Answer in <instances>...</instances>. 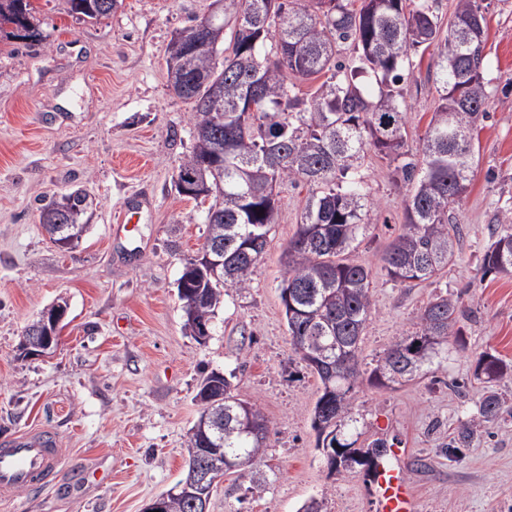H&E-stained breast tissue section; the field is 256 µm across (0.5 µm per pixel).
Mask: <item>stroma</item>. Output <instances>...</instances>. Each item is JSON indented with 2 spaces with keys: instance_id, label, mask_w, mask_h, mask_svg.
I'll list each match as a JSON object with an SVG mask.
<instances>
[{
  "instance_id": "obj_1",
  "label": "stroma",
  "mask_w": 512,
  "mask_h": 512,
  "mask_svg": "<svg viewBox=\"0 0 512 512\" xmlns=\"http://www.w3.org/2000/svg\"><path fill=\"white\" fill-rule=\"evenodd\" d=\"M32 4L40 40L0 38V437L51 429L64 462L48 489L17 495L23 512H145L182 476L201 411L195 395L212 371L233 374L271 433L253 465L265 486L226 475L208 512H298L311 497L325 512H371L361 470L331 471L318 445L320 381L293 349L280 298L282 255L307 185L280 187L278 222L251 284L225 295L206 343L184 327L177 283L204 241L209 204L175 188L194 117L169 87L167 57L209 0H120L97 20L69 13L65 0ZM481 10L489 105L456 212L460 245L434 282L396 285L374 274L362 367L414 335L436 296L458 298L471 318L424 377L395 390L360 384L344 430L362 445L384 438L406 448L400 463L415 512H512V415L479 421L485 386L475 377L481 352L512 361V274L479 270L498 217L512 213V0H481ZM433 56L412 51L414 75L399 85L413 151L438 105ZM359 172L373 209L351 258L376 267L402 230L406 189L375 153ZM76 189L89 196L90 229L63 253L39 222L41 201ZM138 194L131 237L114 234ZM58 301L68 313L53 353L20 356L25 327ZM465 424L477 439L448 452Z\"/></svg>"
}]
</instances>
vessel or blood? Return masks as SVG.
<instances>
[{
  "label": "vessel or blood",
  "mask_w": 512,
  "mask_h": 512,
  "mask_svg": "<svg viewBox=\"0 0 512 512\" xmlns=\"http://www.w3.org/2000/svg\"><path fill=\"white\" fill-rule=\"evenodd\" d=\"M63 463L54 432L33 429L0 440V501L49 486ZM374 512H414V498L399 463L379 461L367 477Z\"/></svg>",
  "instance_id": "obj_1"
}]
</instances>
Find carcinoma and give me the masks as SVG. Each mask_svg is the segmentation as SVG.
Segmentation results:
<instances>
[{
  "label": "carcinoma",
  "mask_w": 512,
  "mask_h": 512,
  "mask_svg": "<svg viewBox=\"0 0 512 512\" xmlns=\"http://www.w3.org/2000/svg\"><path fill=\"white\" fill-rule=\"evenodd\" d=\"M434 0H224L229 42L215 48L186 50L187 80L179 98L195 112L193 145L178 175L205 173L213 189L205 215V240L224 246V274L200 273L183 312L215 316L224 293L249 287L278 220L277 188L288 181L310 187L300 224L284 250L282 287L304 317L285 316L288 335L300 359L317 374L321 391L312 427L340 448L334 469L370 468L385 458L391 444L383 438L367 448L342 441V426L352 420L351 402L363 381L383 388L402 386L427 373L442 357L448 337L463 336L470 319L458 301L437 296L424 307L416 335L435 342L419 358L405 353L406 340L388 348L366 373L360 350L372 313V270L349 253L366 226L371 200L358 174L365 153L388 161L392 174L406 184L403 232L380 257L393 282L422 283L439 275L455 255L458 224L454 212L469 185L474 156L460 140L472 137L487 117L489 95L484 70V38L467 31L480 9L478 0H458L455 26L442 32ZM70 11L90 19L113 11V0H68ZM30 0H0V31L8 38L37 41ZM466 44L459 54L448 41ZM351 43L345 62L336 47ZM437 47L436 90L439 104L418 149H406V106L389 88L413 76L409 50ZM329 74L307 100L294 92L292 80ZM373 77L388 86L375 99L363 96L360 79ZM459 92L454 111L448 95ZM89 203L76 189L64 211L50 201L41 207L43 224H73ZM263 215H258V212ZM483 274L512 273V216L496 228L483 253ZM476 379L487 384L512 374V364L489 352L479 355ZM223 396L224 427L214 440L231 456L258 457L266 442L233 431L243 399L226 376H203L197 394ZM503 404L494 391L478 402V416L492 420Z\"/></svg>",
  "instance_id": "cac0c4a2"
}]
</instances>
